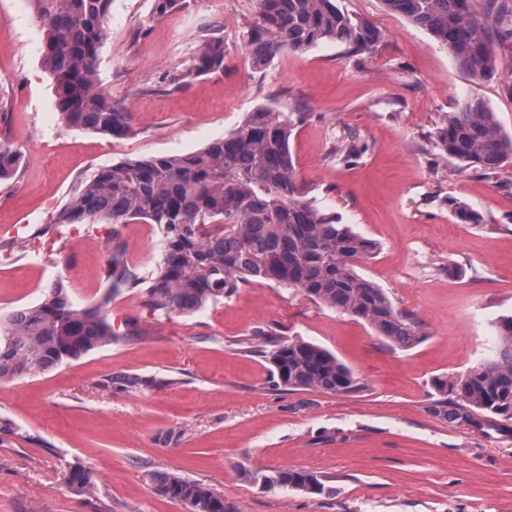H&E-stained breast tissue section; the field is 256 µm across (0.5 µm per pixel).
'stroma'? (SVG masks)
<instances>
[{"mask_svg": "<svg viewBox=\"0 0 512 512\" xmlns=\"http://www.w3.org/2000/svg\"><path fill=\"white\" fill-rule=\"evenodd\" d=\"M335 4L378 29L372 53L323 42L257 69L243 50L255 0H179L161 18L152 0H112L98 82L134 126L114 139L61 121L31 0H0V142L22 154L0 183V244L21 243L0 251V312L37 302L59 279L75 302H94L111 287L115 236L150 275L159 225L57 224L54 214L100 167L200 150L268 106L301 113L289 140L298 180L319 209L379 243L359 273L425 334L392 348L364 322L272 282L241 285L190 315L151 310L144 288L122 290L110 305L112 345L0 383V416L21 431L0 442V512H187L155 493L158 471L203 481L240 512H512V426L480 432L428 411L433 380L493 357L495 324L512 313V159L488 171L436 141L466 99L512 135V41L494 39L496 71L476 79L383 0ZM212 36L224 39L223 72L171 86ZM352 138L363 154L346 163L336 151ZM457 205L482 223H457ZM263 332L329 350L361 390L279 389L250 351ZM125 374L162 384L107 386ZM68 462L92 471L98 494L64 481ZM281 468L315 473L326 492L265 486Z\"/></svg>", "mask_w": 512, "mask_h": 512, "instance_id": "1", "label": "stroma"}]
</instances>
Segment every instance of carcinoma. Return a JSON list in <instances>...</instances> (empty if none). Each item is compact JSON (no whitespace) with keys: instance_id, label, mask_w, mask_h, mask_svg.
<instances>
[{"instance_id":"1","label":"carcinoma","mask_w":512,"mask_h":512,"mask_svg":"<svg viewBox=\"0 0 512 512\" xmlns=\"http://www.w3.org/2000/svg\"><path fill=\"white\" fill-rule=\"evenodd\" d=\"M112 0H33L44 30L42 59L52 76L56 109L65 125L121 139L132 133L131 113L112 101L97 80L98 51L107 35ZM385 5L429 30L475 79L494 74L496 60L484 21L471 0H384ZM257 17L243 35L251 64L261 68L288 50L321 42L370 53L381 41L367 21L340 11L334 0H256ZM224 39L207 41L191 64L169 78L180 87L194 77L224 71ZM299 112L260 107L224 137L185 155L127 159L98 169L53 217L55 224L143 220L160 226L161 259L148 277L131 266L117 230L106 260L112 292L144 283L155 310L192 314L239 285L269 281L296 288L315 303L368 324L391 346L407 349L424 333L410 315L357 272L379 244L340 224L311 204L298 183L289 138ZM453 158L495 170L512 158V136L494 113L473 100L448 113L437 135ZM21 154L0 143V181L19 167ZM111 296L90 306L76 303L62 281L41 299L0 315V381L51 371L117 340L108 318ZM495 358L458 380L433 381L429 412L478 429L512 421V314L497 321ZM253 353L271 366L276 385L288 391L351 394L360 382L327 349L300 337L268 335ZM127 389L163 386L139 375L108 380ZM66 482L96 494L93 473L66 463ZM272 488L321 494L314 474L282 469L262 477ZM155 492L187 505L189 512H238L209 485L159 472Z\"/></svg>"}]
</instances>
